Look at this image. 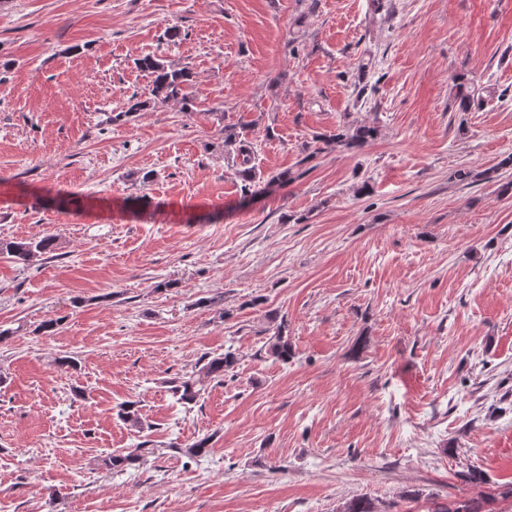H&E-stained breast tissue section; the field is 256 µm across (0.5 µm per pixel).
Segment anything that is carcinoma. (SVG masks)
<instances>
[{"mask_svg":"<svg viewBox=\"0 0 512 512\" xmlns=\"http://www.w3.org/2000/svg\"><path fill=\"white\" fill-rule=\"evenodd\" d=\"M136 65L154 76L149 97L145 100L132 96L128 101V108L123 115L139 112L150 104H167L175 102L182 105L186 112L192 111L193 98L189 89L193 82V72L187 66H178L168 62L156 54H146L136 59ZM453 106L457 112H470L483 105L485 100L496 96L504 99L508 96V89L500 91L494 87L482 86L465 73H459L453 78ZM378 127L366 124H346L336 129L334 133H325L315 136V141L321 147L315 152L321 153L337 146L347 149L360 148L377 138ZM224 151L232 153L239 159L238 175L243 182L241 188L244 194H253L260 183L266 185H288L302 177L298 172L290 170L271 174L261 179L254 160V147L251 142L242 138L236 127L224 126ZM512 166V156L501 160L497 165L477 171L475 169L461 168L455 171L454 177L459 182L468 184L475 182H497L500 170ZM58 236L47 234L39 239L23 241H0V255L17 263L28 264L34 258L53 253L57 249ZM268 321L275 324L273 334L268 338L266 353L274 360L288 363L294 358L292 344L288 339V324L286 321H277V317L270 314ZM238 363V353L233 347H228L224 353L214 356L204 362L198 369L190 374L176 376L165 381L168 391L183 405H192L199 401L207 384L212 381L224 380V375L234 371ZM119 416L122 420L139 429L143 428V421L139 415L137 403L129 401L120 406ZM142 448L137 447L131 451L116 450L97 460V465L116 472L133 467L140 461Z\"/></svg>","mask_w":512,"mask_h":512,"instance_id":"carcinoma-1","label":"carcinoma"}]
</instances>
